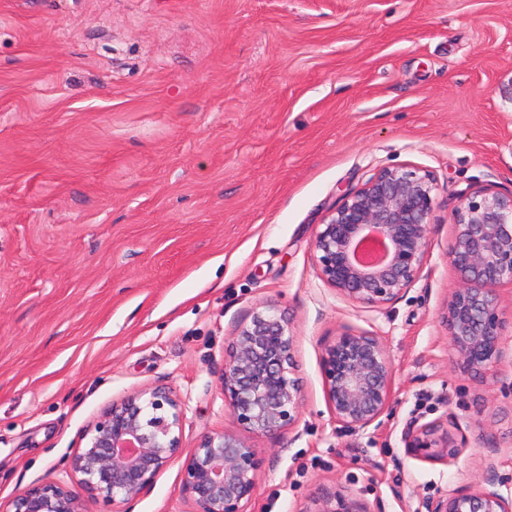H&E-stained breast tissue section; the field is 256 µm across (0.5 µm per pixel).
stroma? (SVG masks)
Listing matches in <instances>:
<instances>
[{
	"mask_svg": "<svg viewBox=\"0 0 512 512\" xmlns=\"http://www.w3.org/2000/svg\"><path fill=\"white\" fill-rule=\"evenodd\" d=\"M430 171L431 254L369 312L318 277L314 234L385 166ZM512 193V0H0V502L64 474L112 401L164 384L182 445L206 431L262 460L252 512H426L494 466L512 492V362L453 368L439 316L461 194ZM265 301L295 334L294 429L247 432L219 376ZM381 336L395 366L379 428H340L320 343ZM486 408L477 416V405ZM444 420L449 465L409 457L406 422ZM497 448L484 447L482 432ZM179 464L129 512H192ZM315 502L317 509L312 512H369L363 503L341 491H324Z\"/></svg>",
	"mask_w": 512,
	"mask_h": 512,
	"instance_id": "35a3bbf8",
	"label": "stroma"
}]
</instances>
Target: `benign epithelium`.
<instances>
[{
	"instance_id": "benign-epithelium-1",
	"label": "benign epithelium",
	"mask_w": 512,
	"mask_h": 512,
	"mask_svg": "<svg viewBox=\"0 0 512 512\" xmlns=\"http://www.w3.org/2000/svg\"><path fill=\"white\" fill-rule=\"evenodd\" d=\"M437 182L429 171L401 165L373 173L325 217L312 241L321 281L370 311L399 298L420 278L430 256L429 228ZM445 256L458 278L442 313L452 364L481 374L506 355L501 287L512 285V194L484 188L460 197ZM295 336L285 315L266 302L229 342L219 378L227 408L243 429L279 437L294 428L304 397L294 359ZM326 402L350 431L380 426L389 411L394 365L379 336L343 329L321 343ZM184 404L169 386L134 390L112 402L85 429V444L67 461V479L18 490L0 512H110L149 492L158 475L181 463V492L193 512H250L261 466L255 449L233 434L203 433L182 446ZM407 455L446 462L459 448L439 420L412 421L402 431ZM314 512H368L340 492L324 491ZM426 512H512L487 467L470 485L426 502Z\"/></svg>"
}]
</instances>
